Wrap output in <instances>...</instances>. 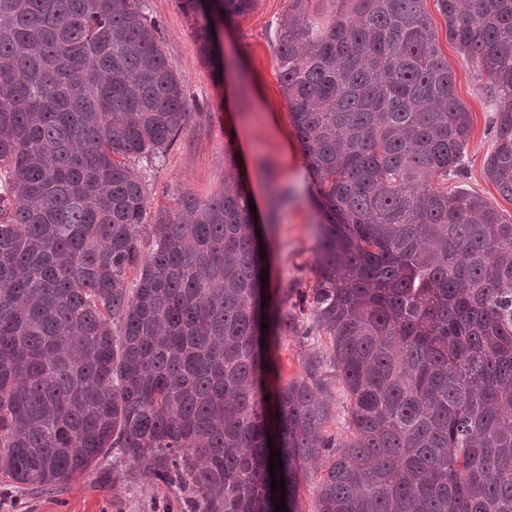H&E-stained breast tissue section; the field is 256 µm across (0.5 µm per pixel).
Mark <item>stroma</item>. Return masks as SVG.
I'll return each mask as SVG.
<instances>
[{"label": "stroma", "instance_id": "35a3bbf8", "mask_svg": "<svg viewBox=\"0 0 512 512\" xmlns=\"http://www.w3.org/2000/svg\"><path fill=\"white\" fill-rule=\"evenodd\" d=\"M145 11L160 26L168 64L183 85L189 122L174 145L159 158L134 162L148 186L149 209L174 211L182 193L208 200L224 186L229 166L227 149L233 140L247 141L246 187L259 184L288 188L291 200L273 225L260 230L267 250V275L273 297L284 288L299 292L314 282L317 217L311 203L314 190L305 158L295 136L288 103L279 83L273 32L288 10V0H257L248 15L220 31L223 68L205 63L193 33V19L179 0H142ZM427 13L439 38V49L454 74V94L471 112L473 124L465 151L464 184L512 219V202L505 200L486 177L492 144L495 104L486 87L487 75L467 62L448 40V24L435 0ZM311 312L295 311L293 325L274 338L270 355L282 382L302 376L309 352H328L329 339L307 343L300 336L312 325ZM199 497L180 484L156 480L142 464L112 457L100 460L83 476L55 487L27 486L0 473V512H197Z\"/></svg>", "mask_w": 512, "mask_h": 512}]
</instances>
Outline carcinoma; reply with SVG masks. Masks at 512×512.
Listing matches in <instances>:
<instances>
[{
    "label": "carcinoma",
    "instance_id": "obj_1",
    "mask_svg": "<svg viewBox=\"0 0 512 512\" xmlns=\"http://www.w3.org/2000/svg\"><path fill=\"white\" fill-rule=\"evenodd\" d=\"M210 24L257 0H180ZM289 0L280 88L317 194L310 302L327 355L265 391L260 243L231 165L156 213L127 161L185 128L141 0H0V470L40 487L112 454L199 512H512V221L464 175L470 112L425 0ZM497 104L486 176L512 202V0H436ZM139 274L128 282L133 270ZM350 436L326 433V375ZM283 469L269 473V447ZM329 457L323 458L309 469L308 478L300 483L298 490V504L302 512H311L315 506V484L324 474ZM318 469V470H316Z\"/></svg>",
    "mask_w": 512,
    "mask_h": 512
}]
</instances>
